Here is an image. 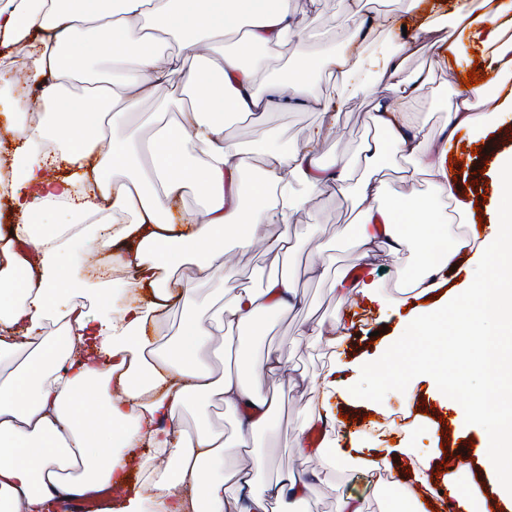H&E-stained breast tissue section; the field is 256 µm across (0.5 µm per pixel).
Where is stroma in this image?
Listing matches in <instances>:
<instances>
[{"label":"stroma","mask_w":512,"mask_h":512,"mask_svg":"<svg viewBox=\"0 0 512 512\" xmlns=\"http://www.w3.org/2000/svg\"><path fill=\"white\" fill-rule=\"evenodd\" d=\"M336 5L337 0H322L324 21L314 26L312 37L289 40L271 51L270 68L262 75L261 84H268L297 57L315 59L350 43L351 33L343 18L337 17ZM462 77L456 67L436 71L426 98L416 104L421 122L431 130H439L447 122L453 92ZM178 96L179 83L171 81L147 97L138 114L130 116L129 124L141 144H148L157 127L173 119V103ZM386 98L387 93L381 86L353 94L340 113L335 132L323 138L317 135L318 114L304 110L233 123L228 131L248 150L269 139L284 150L313 143L324 162L338 159L349 162L351 178L356 181L365 174L356 159L371 132L367 115L376 102ZM457 140L452 152L459 159L460 199L470 205L478 204L484 223L494 222L495 201L481 199L480 194L494 184L496 156L512 149V127L489 130L472 153L464 149L469 142L466 133H459ZM353 218L349 198L329 191L311 192L307 195L305 210L293 224L286 228L268 225L269 235L284 233L288 236V263L296 276L300 304L280 316L264 315L248 328L224 329L213 338V347L217 350L224 349L230 341L242 350L282 349L290 376L300 380L294 387L289 386L287 378L265 382L267 390L276 395L277 405L269 426L257 431L251 440L254 454L264 463L255 475L256 483L273 480L287 471H299L316 480V492L301 503L300 512H336L339 499L349 494L364 497L367 512H383L390 505L391 490L374 491L372 478L353 464L338 471L324 472L319 459L305 454L300 447V424L309 414L321 412L336 416L348 412L352 415L351 421L342 428H328L326 438L344 439L349 432H366L391 423L408 426L412 448L424 454L432 453L433 473L471 486L485 512H512L511 503H502L495 496L493 474L468 452L470 444L479 442L481 434L485 433V425L471 417L464 418L462 425L452 424L446 417L438 391L429 380H421L414 394L409 395L390 371L381 369L359 375L345 372V379L362 395L380 399L384 411L377 415L371 414L366 406L349 409L340 397L326 399L313 388V376L329 366L332 353L341 354L348 362L359 360L385 348L398 334V320L389 312L379 310L377 305L354 294L340 297L333 287L336 276L355 274L360 265L352 246L358 230ZM229 256L237 287L259 291L274 272L272 257L263 246H256L245 254L233 250ZM316 260L329 264L325 278L320 281L307 279L303 274L304 268ZM411 266L410 256L396 259L386 251H378L371 268L383 297H397V286ZM334 319L342 320L345 325L341 344L332 349L322 343H308L303 329Z\"/></svg>","instance_id":"1"}]
</instances>
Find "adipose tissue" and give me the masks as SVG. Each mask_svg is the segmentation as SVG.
<instances>
[{
	"mask_svg": "<svg viewBox=\"0 0 512 512\" xmlns=\"http://www.w3.org/2000/svg\"><path fill=\"white\" fill-rule=\"evenodd\" d=\"M320 0H0V41L20 47L26 57L24 80L4 104L12 117L5 132L15 147L8 183L0 192L19 213L10 233H0V362L28 351L26 363L0 376V512H41L50 500L82 497L127 478L146 461L134 455L147 444L165 465L153 474V491L138 484L105 512H269L271 503L296 506L316 485L289 476L255 486L260 462L224 465L223 432L206 423L182 427L189 403L221 401L240 416L233 444L245 447L265 428L274 397L266 378L286 372L285 359L271 349L254 359L253 378L215 371L210 331L193 320L175 336L158 341L148 333L159 315L198 302L193 280L178 276L186 264L210 279L222 280L229 266L226 242L245 253L264 245L278 271L257 292L224 289L220 308L226 322L244 326L257 315L286 312L296 292L284 259L287 235L270 237L269 224H290L307 199L303 188L350 192L359 218L354 246L369 260L378 245L393 255L413 252L416 270L407 278L393 313L417 340L408 349L398 340L374 365L400 372L414 355L417 372L445 395L457 416L485 421L488 468L501 498L512 500V152L496 158V220L477 234L464 214L456 183L448 175V145L458 131L479 139L483 123L500 124L512 113V0H458L452 14L459 40L430 42V28L395 50L366 54L372 28L398 34L402 14H417L420 0H406L403 11L368 12L366 0H340L354 40L350 48L312 61L295 60L271 81L257 86L263 65L258 52L289 38H302L316 20ZM185 35L181 53L166 54L155 30ZM432 44L436 65L464 55L466 46L491 50L496 78L457 88L448 121L433 134L408 111L406 102L423 98L430 74L403 73L404 52ZM121 64L120 83L96 84L88 97L71 91L80 72L93 71L99 58ZM338 76L330 97L312 93L316 68ZM179 78L177 116L150 147V178L134 169L130 135L116 134L141 101L157 87ZM384 85L392 100L378 104L369 120L384 136L367 144L360 161L369 175L347 188L346 164H323L311 146L285 151L264 145L257 157L244 153L227 132V115L266 116L303 108L318 113L321 133H332L351 94ZM39 90L51 118L31 124L24 115L29 93ZM409 161L405 183L426 177L434 198L401 195L380 204L382 182L372 172L389 154ZM261 165L250 193L256 205L244 210L238 180L252 162ZM64 165L68 174L50 177ZM198 193L199 212L173 210L188 192ZM131 215L116 225L114 214ZM88 233L93 250L109 265L125 266L140 296L116 300V288H96L91 280L68 277L77 257L69 242ZM464 253L483 268L477 288L451 289L444 307L426 302L443 272ZM464 318L465 335L477 337L448 362V318ZM56 320L63 334L43 335ZM107 355L105 365L78 363L76 347ZM479 370L491 385L479 404L467 397L468 376ZM416 372V373H417ZM405 438L386 430L341 446L322 441L313 454L326 469L357 462L373 476H394L397 458L410 455ZM432 479L428 459L416 458L409 478L396 479L394 512H419L415 492Z\"/></svg>",
	"mask_w": 512,
	"mask_h": 512,
	"instance_id": "1",
	"label": "adipose tissue"
}]
</instances>
